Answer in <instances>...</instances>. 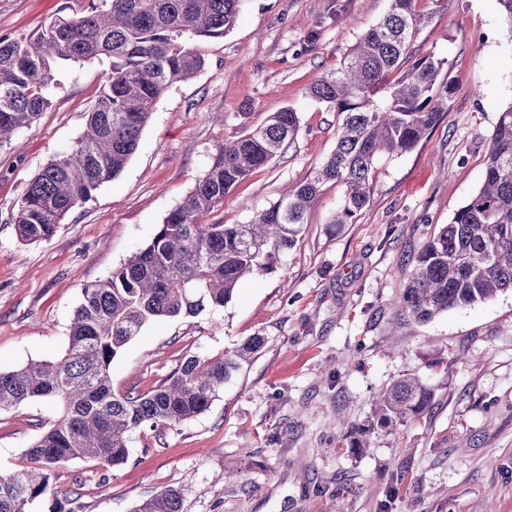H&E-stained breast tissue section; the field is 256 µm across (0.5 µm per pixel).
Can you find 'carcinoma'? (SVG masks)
<instances>
[{"instance_id":"1","label":"carcinoma","mask_w":512,"mask_h":512,"mask_svg":"<svg viewBox=\"0 0 512 512\" xmlns=\"http://www.w3.org/2000/svg\"><path fill=\"white\" fill-rule=\"evenodd\" d=\"M241 2L87 0L33 38L0 36V147L51 106L48 91L58 64L109 60L83 137L45 165L13 214L22 241L50 238L71 211L124 169L158 98L204 68L191 41L224 37ZM415 4L390 0L387 14L340 67L310 87L313 98L341 116L336 148L310 179L248 224H207L206 215L232 188L294 140L297 112H275L262 126L220 145L150 242L108 277L82 287L64 354L0 372V413L33 399L61 407L57 421L25 450L22 464L0 476V512H36L48 497V512H82L79 498L60 500L52 493L57 467L74 459L109 468L126 463L130 431L181 424L206 411L238 361L257 352L261 339L254 337L232 355L186 358L145 392L112 390V360L146 324L218 309L243 277L272 269L280 253L296 244L305 213L326 183L343 187L330 223H354L369 199L377 161L412 149L448 109L455 85L443 74L444 61L432 55L414 60L410 53L429 22ZM413 262L401 304L417 322L512 288V103L492 135L482 186L422 243ZM430 399L418 378L400 379L381 396L378 422L402 424L420 415ZM133 512H182L181 495L166 488Z\"/></svg>"}]
</instances>
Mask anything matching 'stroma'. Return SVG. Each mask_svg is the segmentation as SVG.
<instances>
[{
	"instance_id": "1",
	"label": "stroma",
	"mask_w": 512,
	"mask_h": 512,
	"mask_svg": "<svg viewBox=\"0 0 512 512\" xmlns=\"http://www.w3.org/2000/svg\"><path fill=\"white\" fill-rule=\"evenodd\" d=\"M85 0H0V35L30 38ZM390 0H244L233 29L197 39L205 68L157 101L137 150L54 235L26 244L12 215L30 181L82 136L107 62L62 64L52 105L0 148V371L64 352L83 285L143 248L192 192L217 147L283 108L299 130L283 157L234 187L207 223L246 224L310 178L336 146L338 116L309 86L336 69ZM430 16L411 51L444 60L448 109L411 150L381 159L355 223L331 225L325 184L295 247L241 279L229 302L141 330L113 360L112 388L147 390L186 357L259 350L211 406L180 425L129 433L127 462L74 461L55 489L83 512H132L165 488L183 512H512V289L426 324L398 298L417 248L483 183L512 103V29L497 0H418ZM418 375L432 402L382 429L378 396ZM59 414L35 400L0 414V474Z\"/></svg>"
}]
</instances>
